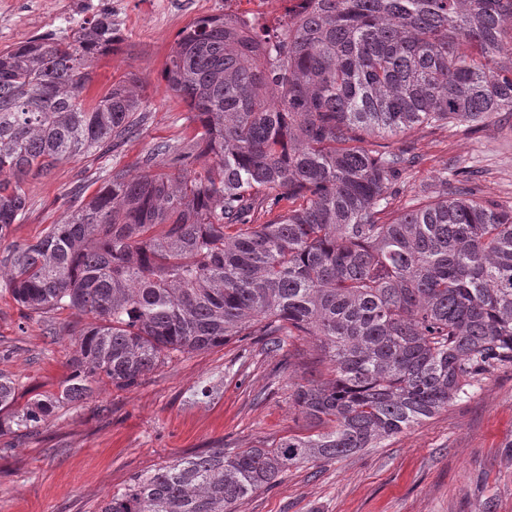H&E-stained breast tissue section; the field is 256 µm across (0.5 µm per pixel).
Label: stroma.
<instances>
[{"label":"stroma","instance_id":"obj_1","mask_svg":"<svg viewBox=\"0 0 512 512\" xmlns=\"http://www.w3.org/2000/svg\"><path fill=\"white\" fill-rule=\"evenodd\" d=\"M104 10L112 13L120 44L95 62L86 98L101 97L120 78L137 77L144 125L113 151L27 180L26 214L12 241H35L75 200L93 197L111 167L142 173L141 160L156 142L191 132L189 110L169 91L162 71L179 31L197 17L223 13L224 0H91L88 7L56 13L46 0H0V49L33 36L71 38ZM367 145L410 146L419 157L392 188L394 209H405L422 189L441 194V176L455 178L464 168L479 171L481 200L512 208V112L474 132L421 126L368 138ZM84 321L71 310L27 315L0 292V371L14 379L18 404L57 390L69 372L73 334ZM53 325L59 335H49ZM279 343L275 352L260 340L177 353L139 386H100L38 432L0 436V512H98L133 477L173 460L211 448H271L312 432L291 394L296 385L331 378L332 366L311 337L283 336ZM236 512H512V370L486 373L468 398L383 447L291 465Z\"/></svg>","mask_w":512,"mask_h":512}]
</instances>
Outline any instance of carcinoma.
<instances>
[{"label":"carcinoma","instance_id":"1","mask_svg":"<svg viewBox=\"0 0 512 512\" xmlns=\"http://www.w3.org/2000/svg\"><path fill=\"white\" fill-rule=\"evenodd\" d=\"M112 33L104 12L71 41L0 50V290L30 314L91 318L57 391L18 408L0 372V436L37 431L97 383L135 387L173 352L310 336L335 377L291 397L325 430L211 448L100 507L234 512L288 466L377 448L512 367V211L461 170L459 187L396 214L390 187L414 156L363 146L512 112V0H309L282 36L195 19L164 68L191 134L157 143L146 173L107 171L35 241L4 244L28 177L138 131L139 79L84 103Z\"/></svg>","mask_w":512,"mask_h":512}]
</instances>
